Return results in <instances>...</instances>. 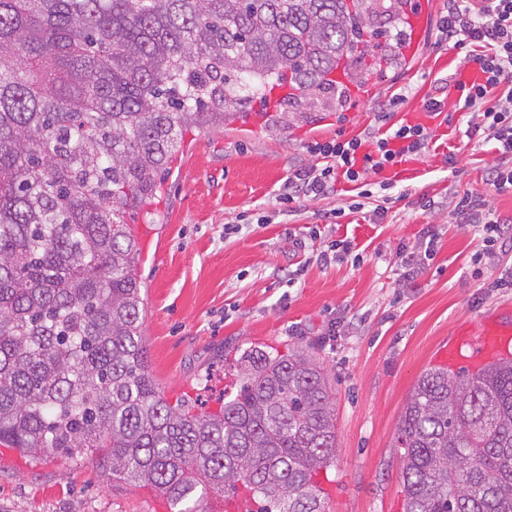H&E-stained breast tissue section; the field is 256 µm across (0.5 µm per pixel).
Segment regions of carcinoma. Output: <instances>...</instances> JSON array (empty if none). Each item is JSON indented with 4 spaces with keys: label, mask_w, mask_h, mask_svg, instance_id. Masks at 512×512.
<instances>
[{
    "label": "carcinoma",
    "mask_w": 512,
    "mask_h": 512,
    "mask_svg": "<svg viewBox=\"0 0 512 512\" xmlns=\"http://www.w3.org/2000/svg\"><path fill=\"white\" fill-rule=\"evenodd\" d=\"M406 14V0H0V442L79 455L177 512L240 487L260 512H325L324 363L249 348L219 411L169 403L125 216L151 214L186 132L246 118L266 88H297L290 114L324 90L342 104L336 64L364 83L370 44L401 60ZM396 443L405 512H512V358L422 373Z\"/></svg>",
    "instance_id": "obj_1"
}]
</instances>
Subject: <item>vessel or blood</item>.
Wrapping results in <instances>:
<instances>
[{"instance_id":"obj_1","label":"vessel or blood","mask_w":512,"mask_h":512,"mask_svg":"<svg viewBox=\"0 0 512 512\" xmlns=\"http://www.w3.org/2000/svg\"><path fill=\"white\" fill-rule=\"evenodd\" d=\"M428 18V0H417L406 19L409 37L403 52L407 57H415L423 47L428 33ZM467 351L482 355L486 360L512 354V319L497 314L468 326L442 348L440 359L453 367Z\"/></svg>"}]
</instances>
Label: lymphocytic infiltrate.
<instances>
[{"label":"lymphocytic infiltrate","mask_w":512,"mask_h":512,"mask_svg":"<svg viewBox=\"0 0 512 512\" xmlns=\"http://www.w3.org/2000/svg\"><path fill=\"white\" fill-rule=\"evenodd\" d=\"M438 30L440 44L464 51V64L474 65L482 75L464 96L462 109L470 114L467 132L492 144L498 155L488 171V184L496 193H512V0H445ZM430 137L423 125L402 124L370 143L361 137L312 142L307 150L323 158L324 166L295 169L279 200L292 204L327 194L340 179L356 183L381 175L388 167L420 156ZM447 205L455 223L478 232L483 248L476 262L495 264L512 236V219L478 194H449Z\"/></svg>","instance_id":"lymphocytic-infiltrate-1"}]
</instances>
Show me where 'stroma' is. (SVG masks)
<instances>
[{"mask_svg": "<svg viewBox=\"0 0 512 512\" xmlns=\"http://www.w3.org/2000/svg\"><path fill=\"white\" fill-rule=\"evenodd\" d=\"M449 52L426 40L421 53L396 69L378 68L360 107L314 109L274 126L251 115L220 129L189 134L155 208L160 220L135 225L143 249L144 330L149 368L169 400L191 399L215 410L238 384L237 358L265 345L303 343L323 360L336 398V464L318 480L327 512H404L397 427L421 373L437 366L440 344L463 327L512 309V288L491 282L512 267V249L497 267H477V235L451 224L447 212L424 211L419 195H492L486 171L490 145L468 139L463 122L442 123L426 100L453 111L459 95ZM390 118L376 122L380 104ZM420 123L433 138L425 155L389 170V188L370 185L354 209L355 184L337 182L329 195L298 204L289 223L274 220L276 196L289 173L314 165L308 142L372 127ZM454 166H446V157ZM512 216V194L492 195ZM338 223L319 224L336 209ZM228 224L240 232L225 234ZM438 225L440 239L426 269L400 284L402 252ZM354 242L355 263L321 266L315 258L332 240ZM299 271L295 284L287 274ZM339 333L328 336L329 325ZM0 512H169L150 492L114 482L83 457L32 463L0 449Z\"/></svg>", "mask_w": 512, "mask_h": 512, "instance_id": "obj_1", "label": "stroma"}]
</instances>
